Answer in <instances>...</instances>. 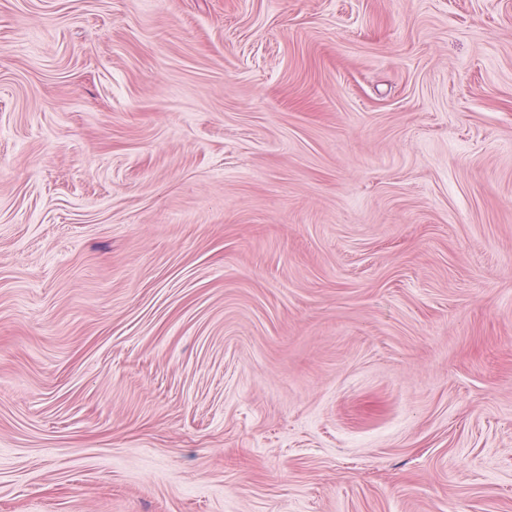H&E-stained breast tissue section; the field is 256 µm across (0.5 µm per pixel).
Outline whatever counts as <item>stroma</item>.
Returning a JSON list of instances; mask_svg holds the SVG:
<instances>
[{"label": "stroma", "instance_id": "stroma-1", "mask_svg": "<svg viewBox=\"0 0 512 512\" xmlns=\"http://www.w3.org/2000/svg\"><path fill=\"white\" fill-rule=\"evenodd\" d=\"M0 512H512V0H0Z\"/></svg>", "mask_w": 512, "mask_h": 512}]
</instances>
